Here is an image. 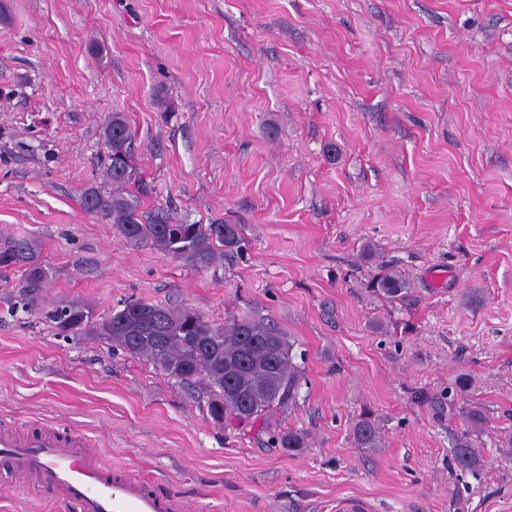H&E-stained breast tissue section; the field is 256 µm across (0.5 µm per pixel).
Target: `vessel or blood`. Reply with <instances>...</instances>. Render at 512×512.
Wrapping results in <instances>:
<instances>
[{
    "instance_id": "obj_1",
    "label": "vessel or blood",
    "mask_w": 512,
    "mask_h": 512,
    "mask_svg": "<svg viewBox=\"0 0 512 512\" xmlns=\"http://www.w3.org/2000/svg\"><path fill=\"white\" fill-rule=\"evenodd\" d=\"M0 456L77 512H187L182 499L155 493L129 473L105 471L99 452L83 438L48 426L23 436L0 432Z\"/></svg>"
}]
</instances>
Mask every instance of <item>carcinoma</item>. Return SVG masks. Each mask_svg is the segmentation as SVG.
<instances>
[{
    "mask_svg": "<svg viewBox=\"0 0 512 512\" xmlns=\"http://www.w3.org/2000/svg\"><path fill=\"white\" fill-rule=\"evenodd\" d=\"M103 138L105 174L112 190L91 187L81 198L92 200L93 214L112 224L121 240L149 243L195 268H207L224 252L239 247L235 224H173L166 215L142 210V198L150 188L141 183L134 192L126 190L135 168L132 137L123 113L109 115ZM0 266L21 270L22 300L36 305L40 286L47 279L37 243L5 239L0 243ZM372 287L400 301L408 293L409 282L399 271L388 269ZM150 309L155 311L153 319L145 307L125 301L96 323L89 308L69 305L51 312L48 319L58 336H104L112 346L191 388L222 428L244 430L264 424L275 409L296 401L303 368L295 362L294 342L269 318L254 312L221 325L188 308L152 303ZM459 415L462 426L453 439L454 460L465 471L479 470L485 459L477 439L485 416L474 402ZM273 438L278 447L291 453L308 446V435L300 429L275 431ZM352 441L368 452L381 446L380 430L369 414H362L353 424Z\"/></svg>",
    "mask_w": 512,
    "mask_h": 512,
    "instance_id": "carcinoma-1",
    "label": "carcinoma"
}]
</instances>
